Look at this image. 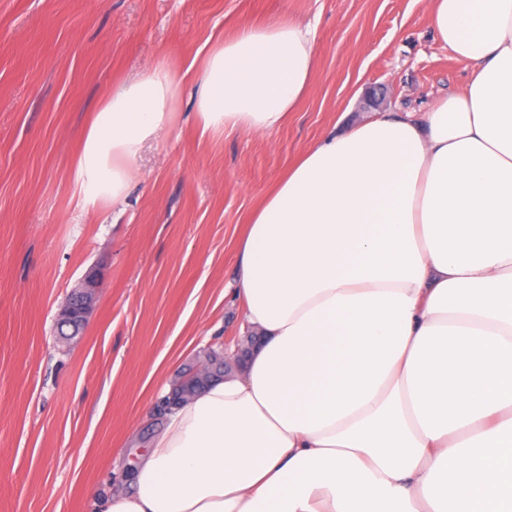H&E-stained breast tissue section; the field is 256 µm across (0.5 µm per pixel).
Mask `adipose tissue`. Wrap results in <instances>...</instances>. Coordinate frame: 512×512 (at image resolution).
Masks as SVG:
<instances>
[{"instance_id": "ef3b65f1", "label": "adipose tissue", "mask_w": 512, "mask_h": 512, "mask_svg": "<svg viewBox=\"0 0 512 512\" xmlns=\"http://www.w3.org/2000/svg\"><path fill=\"white\" fill-rule=\"evenodd\" d=\"M428 6L467 83L325 135L263 195L232 284L257 344L94 512H512V0ZM314 39L288 21L218 40L203 129L281 126ZM179 90L157 65L103 100L71 174L81 210L122 202Z\"/></svg>"}]
</instances>
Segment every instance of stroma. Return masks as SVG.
<instances>
[{
	"mask_svg": "<svg viewBox=\"0 0 512 512\" xmlns=\"http://www.w3.org/2000/svg\"><path fill=\"white\" fill-rule=\"evenodd\" d=\"M315 29L312 86L270 133L203 132L206 50L243 25ZM181 81L118 206L77 207L92 113L155 64ZM427 0H0V512H91L161 429L164 382L240 337L228 286L263 194L326 133L423 114L467 82ZM99 281L60 344L67 293Z\"/></svg>",
	"mask_w": 512,
	"mask_h": 512,
	"instance_id": "1",
	"label": "stroma"
}]
</instances>
